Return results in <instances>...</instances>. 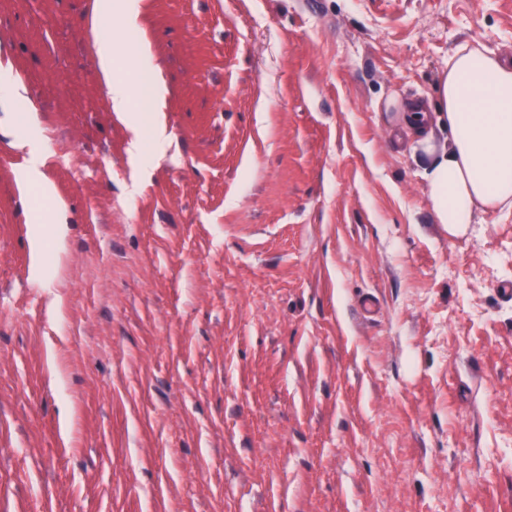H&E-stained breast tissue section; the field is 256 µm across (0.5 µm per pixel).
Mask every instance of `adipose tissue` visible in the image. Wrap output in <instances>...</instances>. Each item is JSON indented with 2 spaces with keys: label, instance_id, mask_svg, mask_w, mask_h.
<instances>
[{
  "label": "adipose tissue",
  "instance_id": "obj_1",
  "mask_svg": "<svg viewBox=\"0 0 512 512\" xmlns=\"http://www.w3.org/2000/svg\"><path fill=\"white\" fill-rule=\"evenodd\" d=\"M140 2L97 3V54L109 107L136 124L142 112L156 108L163 90L144 86L155 71L147 50H139L131 62L114 52L111 26L118 13L123 33L134 32ZM438 99L435 112L420 100L399 104L398 125L427 160L424 177L435 223L454 234L474 223L477 212L512 208V60L461 47L439 75ZM439 128L447 129V140L437 138Z\"/></svg>",
  "mask_w": 512,
  "mask_h": 512
}]
</instances>
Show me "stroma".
Segmentation results:
<instances>
[{
	"label": "stroma",
	"instance_id": "1",
	"mask_svg": "<svg viewBox=\"0 0 512 512\" xmlns=\"http://www.w3.org/2000/svg\"><path fill=\"white\" fill-rule=\"evenodd\" d=\"M95 4L0 0V512H512V211L435 223L386 108L512 0H143L141 160ZM41 165V155H37L32 164L24 171L21 182L36 197L49 199L54 197L53 186L45 181L39 172Z\"/></svg>",
	"mask_w": 512,
	"mask_h": 512
}]
</instances>
